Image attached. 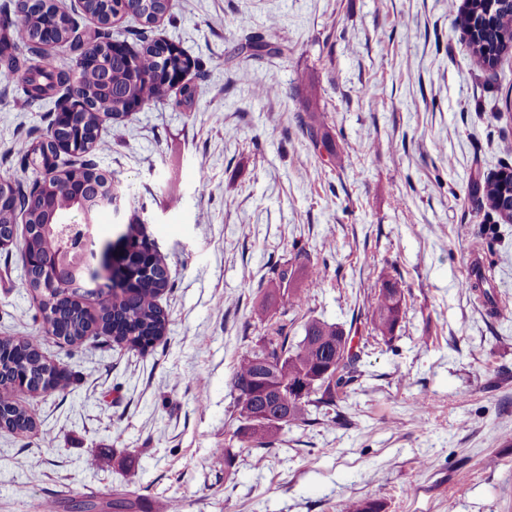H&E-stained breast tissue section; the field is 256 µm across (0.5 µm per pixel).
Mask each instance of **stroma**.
Returning <instances> with one entry per match:
<instances>
[{
	"label": "stroma",
	"instance_id": "stroma-1",
	"mask_svg": "<svg viewBox=\"0 0 512 512\" xmlns=\"http://www.w3.org/2000/svg\"><path fill=\"white\" fill-rule=\"evenodd\" d=\"M454 18L448 0H171L156 24H113L199 64L191 103L104 125L90 154L126 194L95 236L142 219L170 270L168 330L142 352L46 339L73 381L33 399V433L0 431V512L116 488L170 512H512V223L475 193L512 169V53L482 66ZM255 35L281 54L248 56ZM269 75L278 94L256 95ZM21 87L0 74V178L26 185L52 115ZM277 263L309 295L292 336L309 318L366 335L388 276L406 308L392 345L363 348L345 425H286L258 450L232 377L266 334L255 309H288ZM477 263L494 304L462 286ZM41 330L19 247L0 249V336Z\"/></svg>",
	"mask_w": 512,
	"mask_h": 512
}]
</instances>
